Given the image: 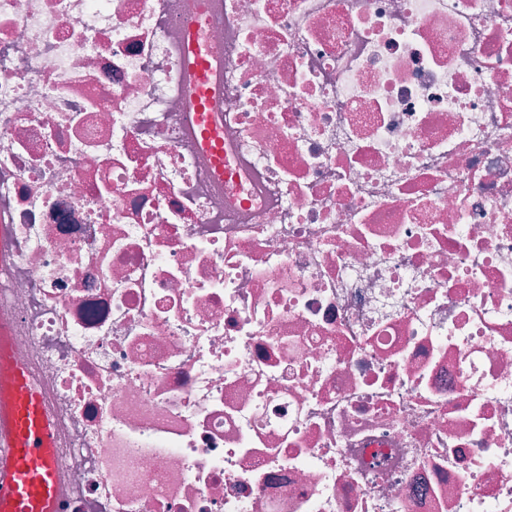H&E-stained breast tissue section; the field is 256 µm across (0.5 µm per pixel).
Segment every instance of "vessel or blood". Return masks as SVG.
Listing matches in <instances>:
<instances>
[{
    "label": "vessel or blood",
    "instance_id": "vessel-or-blood-1",
    "mask_svg": "<svg viewBox=\"0 0 512 512\" xmlns=\"http://www.w3.org/2000/svg\"><path fill=\"white\" fill-rule=\"evenodd\" d=\"M12 320L0 317V512H59L55 427L30 369L13 352Z\"/></svg>",
    "mask_w": 512,
    "mask_h": 512
}]
</instances>
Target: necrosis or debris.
<instances>
[{
	"label": "necrosis or debris",
	"instance_id": "obj_1",
	"mask_svg": "<svg viewBox=\"0 0 512 512\" xmlns=\"http://www.w3.org/2000/svg\"><path fill=\"white\" fill-rule=\"evenodd\" d=\"M0 224L59 512H512V0H0Z\"/></svg>",
	"mask_w": 512,
	"mask_h": 512
}]
</instances>
